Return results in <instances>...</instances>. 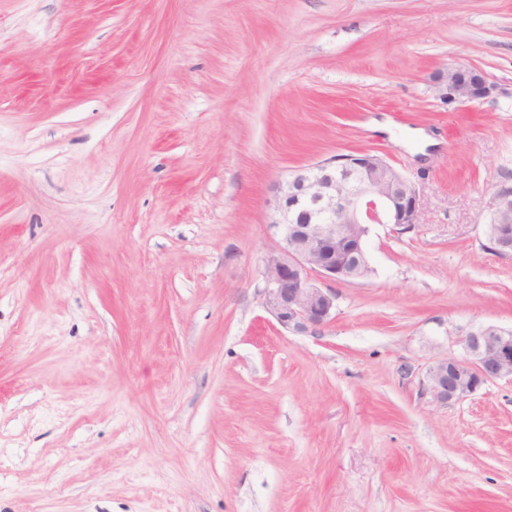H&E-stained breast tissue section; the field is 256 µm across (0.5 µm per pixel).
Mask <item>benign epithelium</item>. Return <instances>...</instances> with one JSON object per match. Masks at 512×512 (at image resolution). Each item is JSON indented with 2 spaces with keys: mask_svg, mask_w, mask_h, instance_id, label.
Here are the masks:
<instances>
[{
  "mask_svg": "<svg viewBox=\"0 0 512 512\" xmlns=\"http://www.w3.org/2000/svg\"><path fill=\"white\" fill-rule=\"evenodd\" d=\"M444 105L490 97L495 85L477 69L454 66L434 78ZM269 228L279 241L263 256V303L285 330L308 333L327 325L336 295L330 283L366 277L370 224L411 227L417 223L415 185L383 159L369 153L332 158L297 170L272 188ZM488 240L500 256L512 255V185L493 187ZM466 356L433 365L423 389L440 407L474 395L488 382L512 383V329L488 325L469 331Z\"/></svg>",
  "mask_w": 512,
  "mask_h": 512,
  "instance_id": "benign-epithelium-1",
  "label": "benign epithelium"
}]
</instances>
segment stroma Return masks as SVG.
<instances>
[{
    "label": "stroma",
    "instance_id": "1",
    "mask_svg": "<svg viewBox=\"0 0 512 512\" xmlns=\"http://www.w3.org/2000/svg\"><path fill=\"white\" fill-rule=\"evenodd\" d=\"M359 151L418 222L286 332L269 189ZM507 171L512 0H0V512H512V384L421 392L512 328ZM436 96L444 105L468 104L490 97L495 85L477 69L468 66L448 67L434 78ZM490 217L494 224L489 223L488 240L492 251L500 256L512 255V220L504 222L500 216L509 213L512 218V185L501 182L493 187L489 202Z\"/></svg>",
    "mask_w": 512,
    "mask_h": 512
}]
</instances>
